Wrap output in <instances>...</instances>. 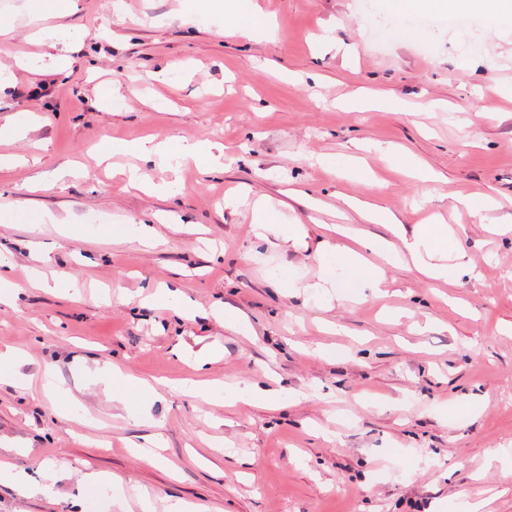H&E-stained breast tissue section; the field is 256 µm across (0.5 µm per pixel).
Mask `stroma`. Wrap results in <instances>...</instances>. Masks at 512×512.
Returning <instances> with one entry per match:
<instances>
[{
    "label": "stroma",
    "instance_id": "1",
    "mask_svg": "<svg viewBox=\"0 0 512 512\" xmlns=\"http://www.w3.org/2000/svg\"><path fill=\"white\" fill-rule=\"evenodd\" d=\"M254 2L269 29L200 0H0V352L22 355L0 460L39 483L68 465L49 496L1 483L0 512H113L90 470L131 479L130 512L142 491L151 512H512V16L409 33L400 0ZM147 137L224 157L100 158ZM136 164L162 193L126 186ZM260 198L307 248L245 236ZM358 202L448 224L473 274L428 286L370 252L389 288L365 297L343 237L330 263L314 249L324 224L384 235ZM143 226L158 244L132 242ZM324 277L334 300L294 290ZM160 288L184 316L136 302ZM99 362L150 384L136 412ZM195 380L278 396L215 407Z\"/></svg>",
    "mask_w": 512,
    "mask_h": 512
}]
</instances>
